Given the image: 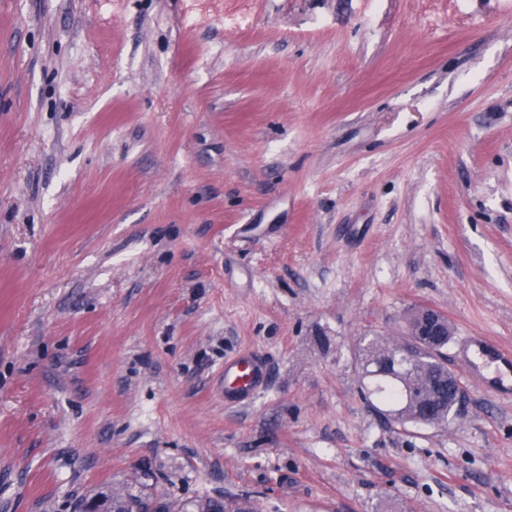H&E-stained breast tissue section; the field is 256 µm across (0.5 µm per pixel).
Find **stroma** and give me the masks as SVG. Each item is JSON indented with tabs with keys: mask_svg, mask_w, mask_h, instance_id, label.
I'll return each mask as SVG.
<instances>
[{
	"mask_svg": "<svg viewBox=\"0 0 512 512\" xmlns=\"http://www.w3.org/2000/svg\"><path fill=\"white\" fill-rule=\"evenodd\" d=\"M421 307L440 428L360 394ZM474 334L512 347V0H0V512H512ZM268 365L255 353L237 354L224 360L222 392L227 404L245 403L266 386ZM109 499L112 512H158L167 508V505H159L150 498L132 494L112 495Z\"/></svg>",
	"mask_w": 512,
	"mask_h": 512,
	"instance_id": "1",
	"label": "stroma"
}]
</instances>
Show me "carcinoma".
<instances>
[{
    "label": "carcinoma",
    "instance_id": "obj_1",
    "mask_svg": "<svg viewBox=\"0 0 512 512\" xmlns=\"http://www.w3.org/2000/svg\"><path fill=\"white\" fill-rule=\"evenodd\" d=\"M416 313L407 319V333L402 341L389 343L373 338L362 350L360 378L363 394L373 409L382 411L402 424L445 426L456 419L460 409L448 400V387L460 388L455 374L448 369L445 349L449 337L426 340L414 335ZM434 398L437 408L430 419L418 416L414 405ZM198 512H241L216 499L197 502ZM157 502L132 494L110 497L112 512H160Z\"/></svg>",
    "mask_w": 512,
    "mask_h": 512
}]
</instances>
